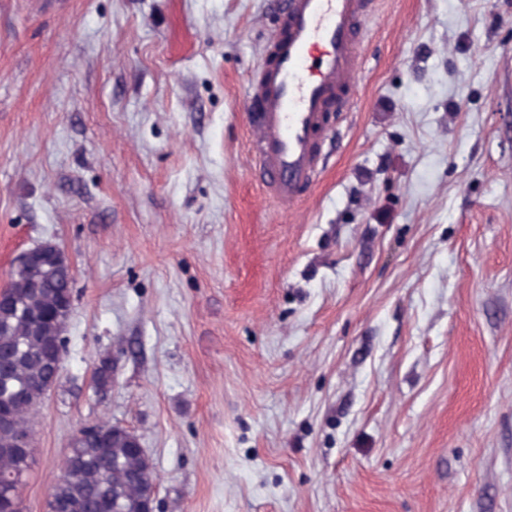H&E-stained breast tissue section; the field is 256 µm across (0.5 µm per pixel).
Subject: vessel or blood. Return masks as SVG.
Segmentation results:
<instances>
[{"mask_svg":"<svg viewBox=\"0 0 512 512\" xmlns=\"http://www.w3.org/2000/svg\"><path fill=\"white\" fill-rule=\"evenodd\" d=\"M373 0H280L277 28L246 89L249 161L265 194L295 206L319 179L326 117L352 107Z\"/></svg>","mask_w":512,"mask_h":512,"instance_id":"obj_1","label":"vessel or blood"}]
</instances>
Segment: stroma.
Listing matches in <instances>:
<instances>
[{
	"label": "stroma",
	"mask_w": 512,
	"mask_h": 512,
	"mask_svg": "<svg viewBox=\"0 0 512 512\" xmlns=\"http://www.w3.org/2000/svg\"><path fill=\"white\" fill-rule=\"evenodd\" d=\"M275 24L0 0V287L46 241L75 275L23 512L101 422L153 459L156 512H512V0H374L288 211L243 109Z\"/></svg>",
	"instance_id": "stroma-1"
}]
</instances>
